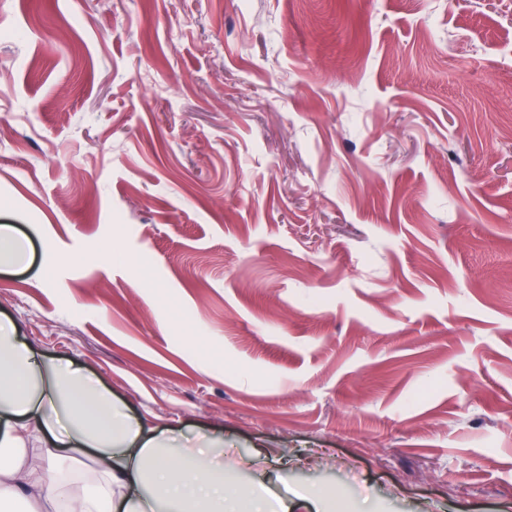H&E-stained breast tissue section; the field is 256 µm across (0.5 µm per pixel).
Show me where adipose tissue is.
<instances>
[{"instance_id":"adipose-tissue-1","label":"adipose tissue","mask_w":512,"mask_h":512,"mask_svg":"<svg viewBox=\"0 0 512 512\" xmlns=\"http://www.w3.org/2000/svg\"><path fill=\"white\" fill-rule=\"evenodd\" d=\"M192 512L262 508L252 486L228 482L207 448L182 456L145 435L84 370L49 363L0 326V506L24 512Z\"/></svg>"}]
</instances>
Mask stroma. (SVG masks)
Wrapping results in <instances>:
<instances>
[{
  "instance_id": "1",
  "label": "stroma",
  "mask_w": 512,
  "mask_h": 512,
  "mask_svg": "<svg viewBox=\"0 0 512 512\" xmlns=\"http://www.w3.org/2000/svg\"><path fill=\"white\" fill-rule=\"evenodd\" d=\"M4 112L37 363L292 512H512V0H0Z\"/></svg>"
}]
</instances>
